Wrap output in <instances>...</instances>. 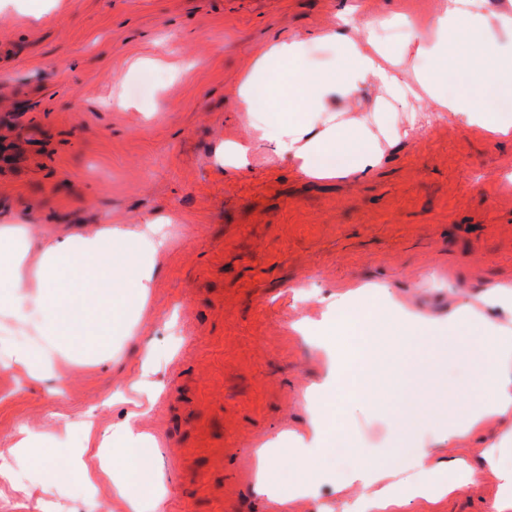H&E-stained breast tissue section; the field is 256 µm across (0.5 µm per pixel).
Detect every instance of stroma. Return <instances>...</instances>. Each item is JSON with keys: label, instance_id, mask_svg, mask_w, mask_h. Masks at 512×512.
<instances>
[{"label": "stroma", "instance_id": "35a3bbf8", "mask_svg": "<svg viewBox=\"0 0 512 512\" xmlns=\"http://www.w3.org/2000/svg\"><path fill=\"white\" fill-rule=\"evenodd\" d=\"M383 18L377 35L410 40L392 15L425 21L440 0H355ZM342 0H0V223L35 237L76 224L171 218L144 313L142 344L170 352L152 382L162 393L141 420L163 457L159 512H339L358 487L322 485L281 508L261 493L255 451L283 430H305L303 396L327 361L293 320L318 317L324 298L365 284L410 307L448 316L492 283L512 282V143L441 120L412 127L426 98L395 104L401 132L365 181H310L283 162L225 167L226 142L250 139L237 105L242 70L274 36L311 38ZM113 359L78 357L59 377L17 390L0 365V445L23 423L86 415L103 430L128 404L131 346ZM471 386L466 363L447 365L408 394L416 417L348 411L360 440L393 426L407 437L391 458L407 467L449 397ZM496 425L442 453L474 471L448 497L398 512H494L497 483L482 451ZM0 494V512H92L112 486L78 482L44 496L28 472Z\"/></svg>", "mask_w": 512, "mask_h": 512}]
</instances>
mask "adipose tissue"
Returning a JSON list of instances; mask_svg holds the SVG:
<instances>
[{
	"label": "adipose tissue",
	"mask_w": 512,
	"mask_h": 512,
	"mask_svg": "<svg viewBox=\"0 0 512 512\" xmlns=\"http://www.w3.org/2000/svg\"><path fill=\"white\" fill-rule=\"evenodd\" d=\"M350 8L337 13L336 26L319 30L312 41L275 37L260 46L244 72L238 102L268 161L288 160L301 175L318 180H360L378 166L399 129L386 112L393 102L426 95L431 113L423 123L448 118L480 127L493 139L512 136V114L497 111L495 100L512 95V15L490 14L485 0H441L431 22L433 37L412 31L413 55L381 42L380 18L361 23L362 36L346 32ZM331 46L327 66L309 59L311 43ZM378 91L369 112H338L335 97H354L364 84ZM168 246L165 225L129 228L109 224L45 241L27 225H0V324L23 333V341L0 351V361L18 384L57 377L72 352L102 356L119 335L137 343L143 334L141 310L150 296L158 255ZM512 310V287L493 283L447 318H427L408 310L383 287L362 286L329 299L319 318L301 317L293 327L331 360L323 378L306 392L310 414L306 431H283L256 450L257 478L278 503L315 497L321 484L361 488L353 512H395L420 498L447 496L472 471L444 459L440 446L465 442L489 422L502 440L512 441V325L487 318L486 308ZM451 345L469 366L476 393L464 405L449 404L433 445L423 447L400 478L387 457L405 433L392 431L386 447L361 446L338 419L348 405L382 394H398L428 367L419 341ZM133 411L111 429L65 414L54 420L58 432H78L67 445V459L53 452L46 433L19 425L0 448V487L17 484V463L37 466L36 481L52 490L72 481L95 487L111 483L114 512H140L142 499L160 485L155 441ZM343 449L352 465L343 472L325 466L331 449ZM288 451L299 462L289 484L278 478V455Z\"/></svg>",
	"instance_id": "ef3b65f1"
}]
</instances>
